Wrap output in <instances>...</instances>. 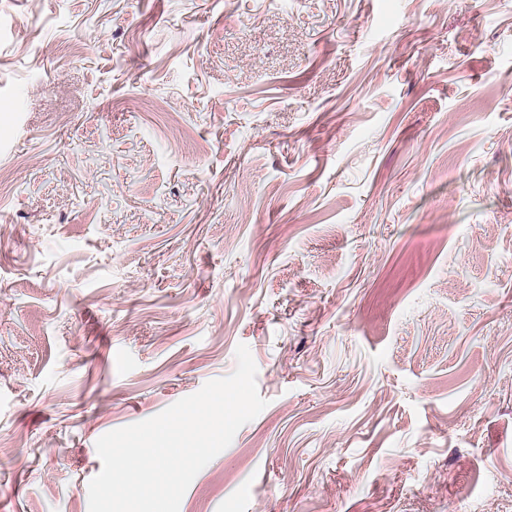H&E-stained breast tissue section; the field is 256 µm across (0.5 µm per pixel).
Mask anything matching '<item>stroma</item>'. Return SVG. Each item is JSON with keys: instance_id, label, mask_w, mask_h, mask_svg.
<instances>
[{"instance_id": "35a3bbf8", "label": "stroma", "mask_w": 512, "mask_h": 512, "mask_svg": "<svg viewBox=\"0 0 512 512\" xmlns=\"http://www.w3.org/2000/svg\"><path fill=\"white\" fill-rule=\"evenodd\" d=\"M241 343L179 512H512V0H0V512Z\"/></svg>"}]
</instances>
